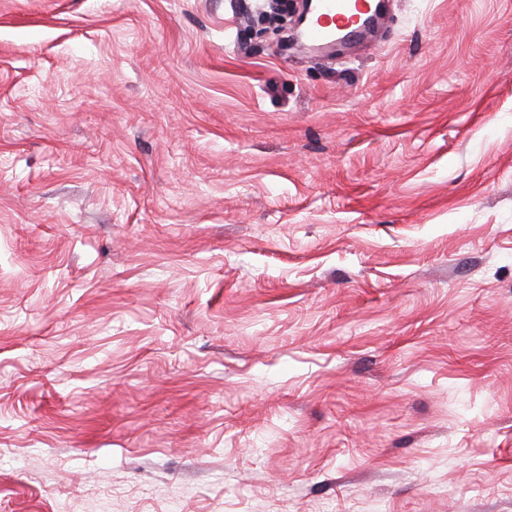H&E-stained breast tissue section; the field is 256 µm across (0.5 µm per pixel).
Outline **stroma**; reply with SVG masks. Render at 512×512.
I'll return each instance as SVG.
<instances>
[{
	"instance_id": "stroma-1",
	"label": "stroma",
	"mask_w": 512,
	"mask_h": 512,
	"mask_svg": "<svg viewBox=\"0 0 512 512\" xmlns=\"http://www.w3.org/2000/svg\"><path fill=\"white\" fill-rule=\"evenodd\" d=\"M265 3L0 0V512H512V0ZM315 21L309 27L310 39L314 42H330L336 32H342L348 38H359L377 24L380 13L370 14L366 10L367 0H317Z\"/></svg>"
}]
</instances>
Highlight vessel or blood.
I'll list each match as a JSON object with an SVG mask.
<instances>
[{"instance_id":"obj_1","label":"vessel or blood","mask_w":512,"mask_h":512,"mask_svg":"<svg viewBox=\"0 0 512 512\" xmlns=\"http://www.w3.org/2000/svg\"><path fill=\"white\" fill-rule=\"evenodd\" d=\"M366 3L367 0H317L316 19L309 27L311 40L328 42L338 32L357 38L373 29L380 15L369 12Z\"/></svg>"}]
</instances>
